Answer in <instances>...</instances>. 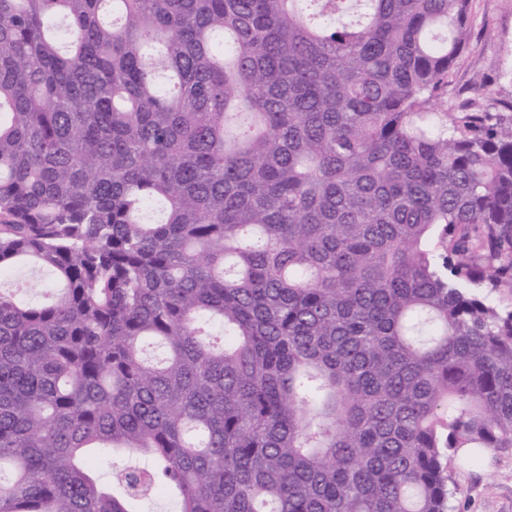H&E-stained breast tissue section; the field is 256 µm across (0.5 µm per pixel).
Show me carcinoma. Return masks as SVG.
<instances>
[{
    "label": "carcinoma",
    "instance_id": "1",
    "mask_svg": "<svg viewBox=\"0 0 512 512\" xmlns=\"http://www.w3.org/2000/svg\"><path fill=\"white\" fill-rule=\"evenodd\" d=\"M469 6L0 0V275L58 287L0 290V512H449L448 461L512 447ZM32 281L34 287L32 289L24 290L19 293V296L23 299L37 298L42 301H50L53 299V292L49 291L46 286L50 281V275L47 272H40L36 274H30L28 271L23 273L13 274L9 277H2L1 285L2 288H15V285L19 281Z\"/></svg>",
    "mask_w": 512,
    "mask_h": 512
}]
</instances>
